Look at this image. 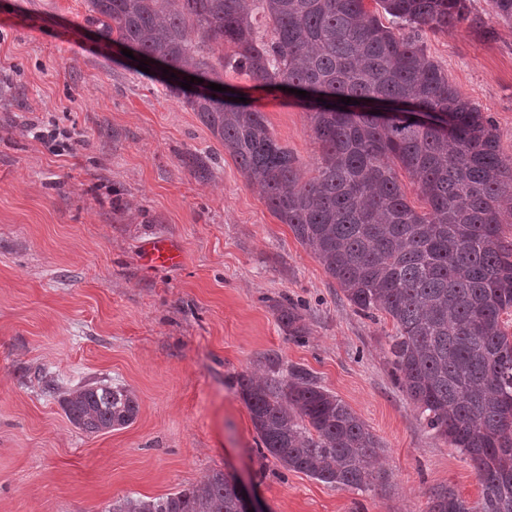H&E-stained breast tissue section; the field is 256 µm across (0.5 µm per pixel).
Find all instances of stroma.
Returning a JSON list of instances; mask_svg holds the SVG:
<instances>
[{
    "instance_id": "obj_1",
    "label": "stroma",
    "mask_w": 512,
    "mask_h": 512,
    "mask_svg": "<svg viewBox=\"0 0 512 512\" xmlns=\"http://www.w3.org/2000/svg\"><path fill=\"white\" fill-rule=\"evenodd\" d=\"M467 4L481 26L421 41L512 157V22L492 0ZM95 29L86 0H0V512H104L215 471L267 512H427L440 485L477 501L475 470L394 382L389 317L357 312L196 113ZM224 80L311 177L306 109ZM51 127L72 133L71 150L35 139ZM195 151L207 179L181 161ZM156 238L178 242L180 265L145 264ZM287 298L307 325L298 340L274 311ZM271 355L380 439L384 485L337 488L259 453L237 377L263 375ZM94 382L136 392L131 425L90 435L69 422L61 393Z\"/></svg>"
}]
</instances>
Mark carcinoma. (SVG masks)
Wrapping results in <instances>:
<instances>
[{
    "instance_id": "cac0c4a2",
    "label": "carcinoma",
    "mask_w": 512,
    "mask_h": 512,
    "mask_svg": "<svg viewBox=\"0 0 512 512\" xmlns=\"http://www.w3.org/2000/svg\"><path fill=\"white\" fill-rule=\"evenodd\" d=\"M375 2V11L365 0H88V8L101 42L132 47L175 74L163 80L165 94L196 112L349 303L391 319L397 381L482 487L472 505L437 489L428 512H512V335L502 320L512 309V242L501 234L512 160L492 120L412 36L477 20L467 0ZM259 13L268 42L255 33ZM227 70L259 88L307 92L296 101L320 146L314 176L302 179L264 113L208 88L224 84ZM190 76L203 91L180 86ZM392 103L432 112L435 122L380 120ZM206 159L194 152L182 162L204 178ZM401 170L425 210L408 202ZM275 311L288 335L306 334L295 304ZM268 364L264 379H237L260 447L284 469L327 484L379 485L384 476L369 464L381 443L365 423L305 369L284 377L279 359ZM62 406L87 434L124 427L138 412L132 390L97 382L66 391ZM234 481L214 472L166 496L118 498L106 512H240Z\"/></svg>"
}]
</instances>
